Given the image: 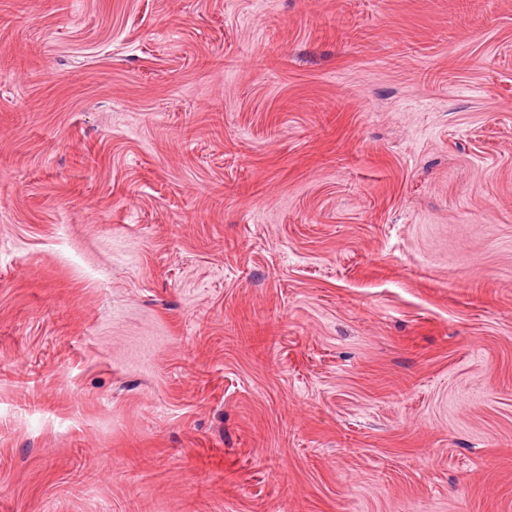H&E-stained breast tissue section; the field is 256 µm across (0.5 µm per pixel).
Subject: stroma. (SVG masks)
I'll return each instance as SVG.
<instances>
[{"label": "stroma", "instance_id": "1", "mask_svg": "<svg viewBox=\"0 0 512 512\" xmlns=\"http://www.w3.org/2000/svg\"><path fill=\"white\" fill-rule=\"evenodd\" d=\"M0 512H512V0H0Z\"/></svg>", "mask_w": 512, "mask_h": 512}]
</instances>
